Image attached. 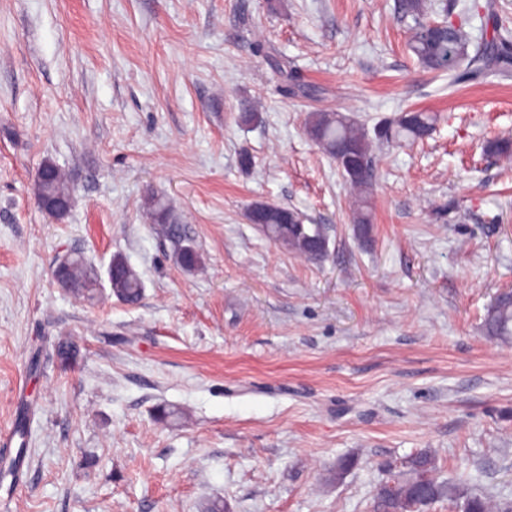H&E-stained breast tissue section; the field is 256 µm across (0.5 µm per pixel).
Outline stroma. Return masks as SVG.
<instances>
[{
	"instance_id": "stroma-1",
	"label": "stroma",
	"mask_w": 512,
	"mask_h": 512,
	"mask_svg": "<svg viewBox=\"0 0 512 512\" xmlns=\"http://www.w3.org/2000/svg\"><path fill=\"white\" fill-rule=\"evenodd\" d=\"M397 5L0 0V512H373L421 453L439 479L478 473L512 498V342L480 332L512 289V164L483 151L512 139V75L422 68ZM410 106L436 130L376 146L360 240L305 118L371 131ZM48 159L73 180L60 220L34 199ZM150 193L178 236L152 223ZM256 202L322 225L327 257L267 238ZM65 252L95 272L94 298L55 281ZM116 255L137 304L109 288ZM112 294L127 303H136L142 296L143 284L138 274L122 256H114L110 265Z\"/></svg>"
}]
</instances>
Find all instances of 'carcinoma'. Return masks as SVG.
<instances>
[{
    "mask_svg": "<svg viewBox=\"0 0 512 512\" xmlns=\"http://www.w3.org/2000/svg\"><path fill=\"white\" fill-rule=\"evenodd\" d=\"M402 17H410L409 50L418 62L431 70L446 71L457 76L465 66L475 72L481 70H506L512 65V52L506 47L497 48L492 42H477L465 30V23L448 21L437 31H432L425 16L427 0H400ZM436 117L421 109H407L400 117L378 126L375 138H370L365 128L350 116L341 112H311L305 120V132L330 158H336V147L348 143L363 167V172L345 174V179L358 191L354 223L364 228L371 224L368 195L373 187L376 169L373 157L375 142L422 141L435 128ZM51 173L47 182L35 180V197L43 202L68 201L73 198V186L68 175L55 163L47 160L40 165ZM146 204L154 221L166 224L173 220L172 210L162 198L150 193ZM250 220L258 227L268 225L272 237L289 251L309 261H318L315 247L327 240L324 228L319 224L305 223L304 216L285 207L271 203H254L247 210ZM179 264L192 270L200 263V256L190 243L177 240ZM67 288L77 297L93 296L95 278L87 270L80 256H73L62 267ZM110 287L112 294L127 303H136L142 296L143 284L138 274L122 256L112 258L110 265ZM483 333L489 339L505 340L512 336V291L498 293L487 308L483 321ZM434 460L421 454L408 461L406 469L392 478L397 494L393 498L376 495L375 512H409L415 497L420 477H428L427 498L429 504L443 499L456 502L461 512H512V501L504 500L492 504V497L472 494L459 483L438 480L434 474Z\"/></svg>",
    "mask_w": 512,
    "mask_h": 512,
    "instance_id": "cac0c4a2",
    "label": "carcinoma"
}]
</instances>
